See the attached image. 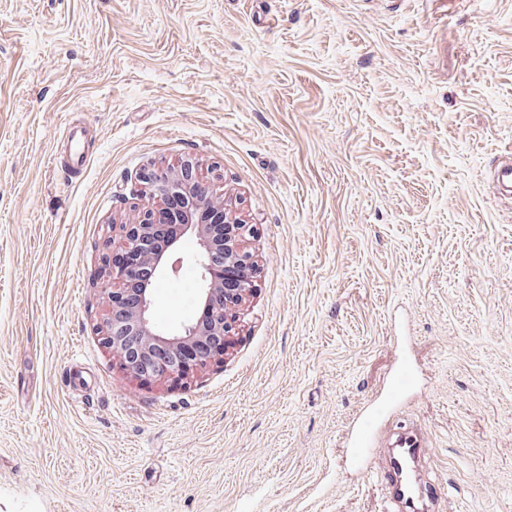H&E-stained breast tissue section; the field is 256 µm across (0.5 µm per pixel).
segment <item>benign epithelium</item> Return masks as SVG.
I'll use <instances>...</instances> for the list:
<instances>
[{
	"instance_id": "benign-epithelium-1",
	"label": "benign epithelium",
	"mask_w": 512,
	"mask_h": 512,
	"mask_svg": "<svg viewBox=\"0 0 512 512\" xmlns=\"http://www.w3.org/2000/svg\"><path fill=\"white\" fill-rule=\"evenodd\" d=\"M138 216L112 224L118 247L104 257L108 267L100 288L107 314L100 329L103 344L133 378L148 383L179 384L211 363L222 361L236 331L238 313L252 289L255 259L248 244L252 225L241 223L225 199L216 197L196 177V163L157 168L142 177ZM188 205L177 235H168L162 213L174 198ZM224 211V241L216 243L203 224L200 210ZM192 237L202 281L201 303L206 317L175 334L161 331L152 315L153 285L163 269L178 271L181 237Z\"/></svg>"
}]
</instances>
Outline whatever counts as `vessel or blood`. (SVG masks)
<instances>
[{
	"mask_svg": "<svg viewBox=\"0 0 512 512\" xmlns=\"http://www.w3.org/2000/svg\"><path fill=\"white\" fill-rule=\"evenodd\" d=\"M412 381L413 372L410 364L407 360H400L384 390L356 413L346 438L347 468L364 469L372 441L377 437L381 425L408 393ZM384 445L397 449L400 457L399 463L391 464L389 469L381 473L392 500L406 505L418 496L436 498L439 492L438 485L421 484L416 474L407 471L403 466L404 460L417 457L422 448L426 447L427 438L424 432L412 424L400 426L394 429Z\"/></svg>",
	"mask_w": 512,
	"mask_h": 512,
	"instance_id": "b4317fda",
	"label": "vessel or blood"
}]
</instances>
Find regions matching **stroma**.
<instances>
[{"label":"stroma","mask_w":512,"mask_h":512,"mask_svg":"<svg viewBox=\"0 0 512 512\" xmlns=\"http://www.w3.org/2000/svg\"><path fill=\"white\" fill-rule=\"evenodd\" d=\"M187 159L258 272L223 361L146 384L101 341L103 258ZM508 159L512 0H0V512H385L339 463L405 331L435 512H512Z\"/></svg>","instance_id":"obj_1"}]
</instances>
